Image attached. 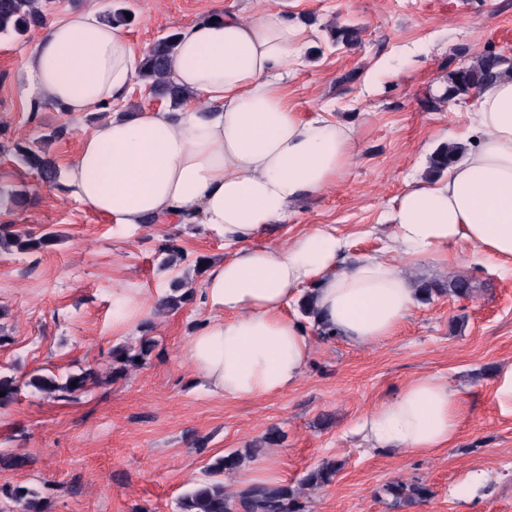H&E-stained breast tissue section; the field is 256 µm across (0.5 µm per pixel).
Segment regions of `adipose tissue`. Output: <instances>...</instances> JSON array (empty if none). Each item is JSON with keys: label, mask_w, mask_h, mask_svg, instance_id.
Returning <instances> with one entry per match:
<instances>
[{"label": "adipose tissue", "mask_w": 512, "mask_h": 512, "mask_svg": "<svg viewBox=\"0 0 512 512\" xmlns=\"http://www.w3.org/2000/svg\"><path fill=\"white\" fill-rule=\"evenodd\" d=\"M105 0L48 24L26 60L29 90L68 118L126 100L141 57L124 28L104 18ZM306 30L284 7L253 17L226 12L183 33L169 63L190 91L166 105L113 113L95 124L64 166L69 198L134 229L151 221L200 224L224 240L201 291L209 316L188 358L212 393L273 396L295 387L311 355L304 322L288 302L312 285L316 321L361 346L394 336L418 302L396 264L368 257L342 270L332 234L315 230L279 251L253 246L287 220L304 197L335 184L353 158V131L304 119L288 97V70L303 61ZM472 122L481 138L445 178L407 185L386 215L391 248L423 261L465 242L512 267V77L484 86ZM112 330L138 329L148 302L140 289L112 291ZM458 403L448 383L419 376L363 416L357 432L375 450L425 451L449 445Z\"/></svg>", "instance_id": "obj_1"}]
</instances>
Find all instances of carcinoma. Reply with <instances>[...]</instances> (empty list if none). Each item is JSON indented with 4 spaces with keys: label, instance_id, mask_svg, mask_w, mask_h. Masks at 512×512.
I'll return each instance as SVG.
<instances>
[{
    "label": "carcinoma",
    "instance_id": "carcinoma-1",
    "mask_svg": "<svg viewBox=\"0 0 512 512\" xmlns=\"http://www.w3.org/2000/svg\"><path fill=\"white\" fill-rule=\"evenodd\" d=\"M45 24L39 0H0V36L23 37L31 29ZM181 34L172 33L156 41L144 53L142 77L149 80V88L156 96L169 100L177 106L186 99V93L177 86L168 73L169 59L174 52ZM361 40V29L345 25L336 29L334 41L345 46H353ZM512 75V60L495 53L484 54L469 63H463L448 73L447 86L443 90L445 98L459 100L479 91L483 86ZM16 152L23 163L36 172L45 183H54L59 177V169L54 159L39 148L18 145ZM459 147L446 143L430 158L432 172L440 174L448 169L459 157ZM56 239V232L47 231L39 236L30 232L13 230L11 224L0 225V252H28L41 250ZM424 297L450 293L457 297H468L472 293L470 282L451 272H443L429 280L421 288ZM190 291L186 283L177 279L171 282L170 293L159 303L163 309L174 310L184 303ZM151 350L150 340L146 339L139 348L120 347L112 351V360L117 366L112 375H122L129 367H139L146 363ZM100 383L98 372L93 368L65 377L52 375H33L27 381H21L13 375L0 372V407L12 403L21 391V387H32L44 393H60L71 398L84 393ZM243 456L231 452L215 459L205 466L204 478L196 481L194 487L180 501L181 512H304L298 501L296 491L275 482L250 484L240 490L230 491L224 486V474L239 469ZM339 470L335 461L325 460L309 471L302 484L310 487L324 486L333 481ZM385 491L394 500L414 505L427 500L432 491L422 483L392 482ZM7 498L22 504L23 512H47V501L28 488L19 487L7 493Z\"/></svg>",
    "mask_w": 512,
    "mask_h": 512
}]
</instances>
